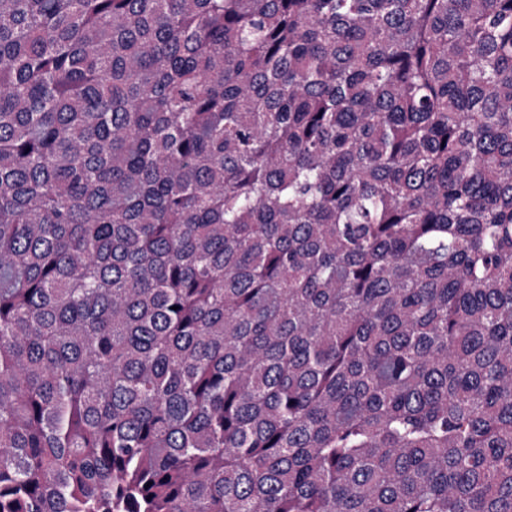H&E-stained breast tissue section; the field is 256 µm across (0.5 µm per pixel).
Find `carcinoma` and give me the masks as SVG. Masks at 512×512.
<instances>
[{
	"label": "carcinoma",
	"instance_id": "1",
	"mask_svg": "<svg viewBox=\"0 0 512 512\" xmlns=\"http://www.w3.org/2000/svg\"><path fill=\"white\" fill-rule=\"evenodd\" d=\"M0 512H512V0H0Z\"/></svg>",
	"mask_w": 512,
	"mask_h": 512
}]
</instances>
